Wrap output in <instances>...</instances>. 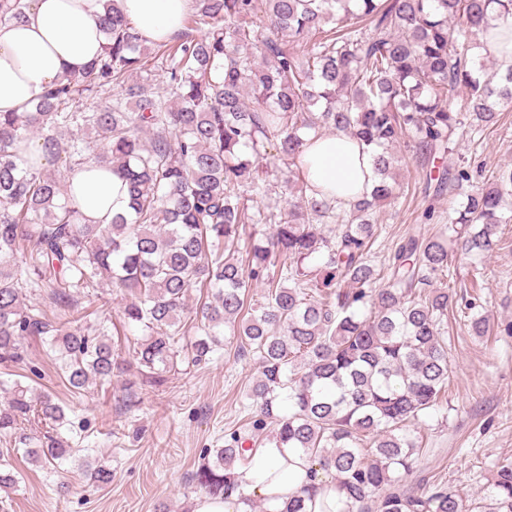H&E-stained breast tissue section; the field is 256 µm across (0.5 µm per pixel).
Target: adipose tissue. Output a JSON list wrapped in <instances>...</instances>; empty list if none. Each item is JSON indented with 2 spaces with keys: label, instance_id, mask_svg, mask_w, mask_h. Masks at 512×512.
Masks as SVG:
<instances>
[{
  "label": "adipose tissue",
  "instance_id": "adipose-tissue-1",
  "mask_svg": "<svg viewBox=\"0 0 512 512\" xmlns=\"http://www.w3.org/2000/svg\"><path fill=\"white\" fill-rule=\"evenodd\" d=\"M139 36L166 41L182 29L189 0H118ZM106 0H31L26 21L0 27V112H18L46 89L98 56L106 43L99 24ZM310 183L349 202L369 194L375 183L371 156L343 133L315 139L305 155ZM72 193L85 216L103 224L128 211L127 190L109 168L75 169ZM307 462L291 448L264 444L243 472L239 495L199 497L192 512H245L243 498L283 505L309 484Z\"/></svg>",
  "mask_w": 512,
  "mask_h": 512
}]
</instances>
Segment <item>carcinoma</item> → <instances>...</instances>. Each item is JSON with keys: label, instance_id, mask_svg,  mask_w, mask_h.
Instances as JSON below:
<instances>
[{"label": "carcinoma", "instance_id": "1", "mask_svg": "<svg viewBox=\"0 0 512 512\" xmlns=\"http://www.w3.org/2000/svg\"><path fill=\"white\" fill-rule=\"evenodd\" d=\"M29 8L0 0V25ZM506 13L512 0H192L181 34L147 45L108 0L103 52L22 111L0 112V364L27 366L32 337L72 392L111 383L118 345L98 316L111 305L106 284L131 296L123 322L139 336L127 348L147 383L163 385L182 355L199 363L222 340L259 360L248 433L207 449L195 473L210 496L236 492L253 450L273 441L332 484L278 509L243 497L247 512H308L330 489L338 512H464L448 486L427 480L409 491L403 480L422 452L415 427L453 377L450 269L487 256L499 225L512 223V165L452 208L455 239L409 236L379 264L371 248L377 208L399 194L396 144L411 143L437 195L472 186L453 136L512 107V69L494 85L479 78L491 55H470ZM151 59L165 95L128 82ZM460 92L464 114L452 101ZM310 131H340L373 150L371 193L345 203L305 180ZM86 164L122 176L128 214L86 221L65 176ZM250 224L272 231L257 238ZM197 288L206 295L191 306ZM81 298L97 305L95 318L79 311ZM189 313L197 331L184 345ZM466 327L482 338L489 318L474 314ZM0 389V439L41 467L74 456L58 436L64 402L19 380ZM80 470L97 486L112 481L102 465ZM18 483L0 458V512ZM474 505L512 512V462Z\"/></svg>", "mask_w": 512, "mask_h": 512}]
</instances>
